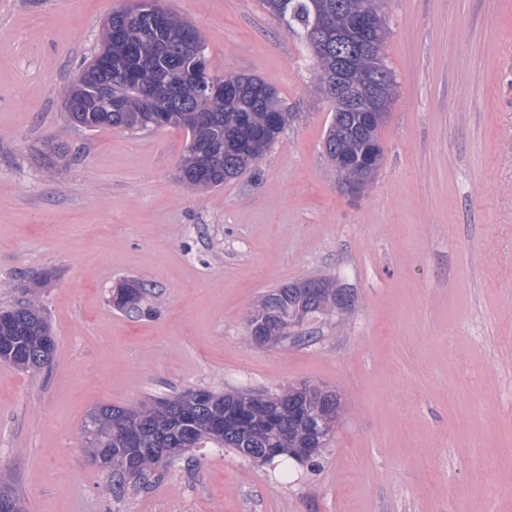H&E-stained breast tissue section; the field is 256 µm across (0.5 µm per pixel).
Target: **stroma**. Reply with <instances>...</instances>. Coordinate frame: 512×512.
Returning <instances> with one entry per match:
<instances>
[{
	"mask_svg": "<svg viewBox=\"0 0 512 512\" xmlns=\"http://www.w3.org/2000/svg\"><path fill=\"white\" fill-rule=\"evenodd\" d=\"M161 3L292 118L242 177L188 192L184 130L67 118L62 87L127 0H0V308L38 295L57 344L40 373L0 363V485L25 512H512V0H383L398 93L359 197L324 156L314 62L261 0ZM49 142L69 148L52 171ZM323 277L348 312L245 340L270 290ZM129 278L152 315L112 307ZM306 381L346 413L279 483L198 448L117 496L82 450L104 404Z\"/></svg>",
	"mask_w": 512,
	"mask_h": 512,
	"instance_id": "stroma-1",
	"label": "stroma"
}]
</instances>
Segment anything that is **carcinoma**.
<instances>
[{
    "label": "carcinoma",
    "instance_id": "cac0c4a2",
    "mask_svg": "<svg viewBox=\"0 0 512 512\" xmlns=\"http://www.w3.org/2000/svg\"><path fill=\"white\" fill-rule=\"evenodd\" d=\"M267 11L297 36L316 61L313 89L332 99L330 80L336 58H343L351 88L380 92L393 99L397 93L395 72L383 54L390 32L386 18L370 34L357 41L336 44L311 30L315 14L327 15L332 24L363 13H380L378 0H264ZM201 31L158 0H131L107 19L99 51L79 76L62 88L63 104L80 127L129 131H154L168 127L186 132L187 145L179 179L186 189L215 190L239 178L274 145L287 125L290 112L278 90L258 76L235 72H202L197 55L207 58ZM224 85V93L207 90V79ZM333 112L323 149L336 167L353 179L364 193L373 184L382 161H365L379 145V131L388 110L375 115ZM67 156L66 147L50 142L43 160L53 168ZM322 296L307 308L301 325L311 318L336 314V281L320 278ZM296 283L283 284L247 316L246 338L260 330L271 336L283 332L290 316L298 313ZM145 289L136 279L123 283L112 294L121 310H141ZM56 342L51 336L44 308L37 296L24 304L0 311V355L7 364L27 373L51 365ZM134 407L103 405L96 410L97 433L88 454L112 449V478L118 486L137 485L172 466L178 457L221 437L220 448H231L244 458L275 453L266 464L288 477V461L302 464L323 453L333 437L313 438L302 416L321 409L320 394L302 392L290 385L276 393L243 391L223 394L211 390L188 391Z\"/></svg>",
    "mask_w": 512,
    "mask_h": 512
}]
</instances>
